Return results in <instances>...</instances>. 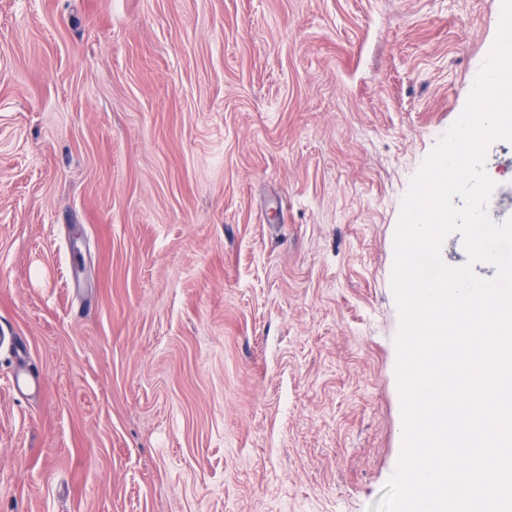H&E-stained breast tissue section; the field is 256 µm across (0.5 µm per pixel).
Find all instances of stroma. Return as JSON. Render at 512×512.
<instances>
[{"mask_svg": "<svg viewBox=\"0 0 512 512\" xmlns=\"http://www.w3.org/2000/svg\"><path fill=\"white\" fill-rule=\"evenodd\" d=\"M499 4L0 0V512H375L401 199Z\"/></svg>", "mask_w": 512, "mask_h": 512, "instance_id": "35a3bbf8", "label": "stroma"}]
</instances>
